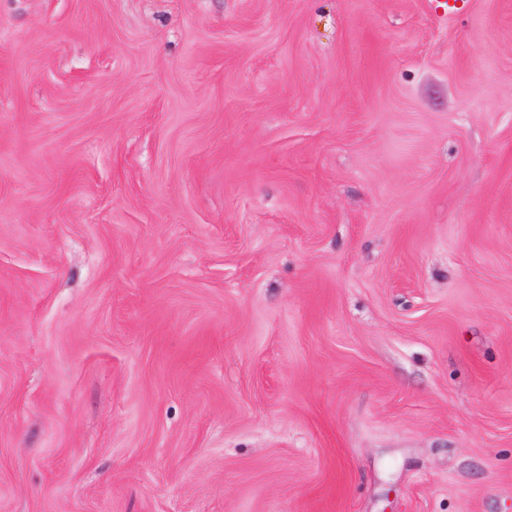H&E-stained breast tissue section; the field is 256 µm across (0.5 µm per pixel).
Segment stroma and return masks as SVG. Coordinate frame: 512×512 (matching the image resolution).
Wrapping results in <instances>:
<instances>
[{
	"label": "stroma",
	"mask_w": 512,
	"mask_h": 512,
	"mask_svg": "<svg viewBox=\"0 0 512 512\" xmlns=\"http://www.w3.org/2000/svg\"><path fill=\"white\" fill-rule=\"evenodd\" d=\"M0 512H512V0H0Z\"/></svg>",
	"instance_id": "35a3bbf8"
}]
</instances>
